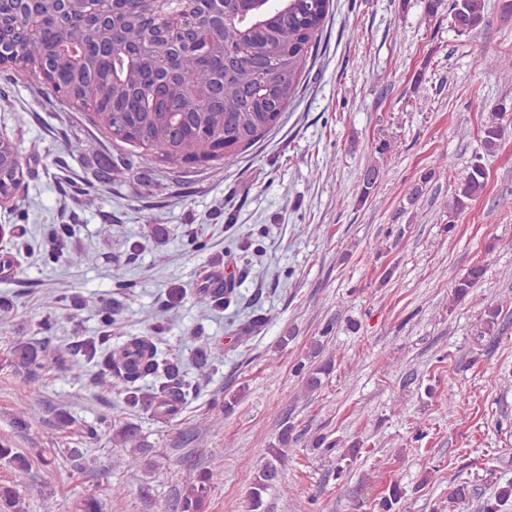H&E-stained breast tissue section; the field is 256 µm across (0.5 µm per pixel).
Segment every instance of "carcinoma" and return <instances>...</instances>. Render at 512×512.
<instances>
[{"instance_id":"cac0c4a2","label":"carcinoma","mask_w":512,"mask_h":512,"mask_svg":"<svg viewBox=\"0 0 512 512\" xmlns=\"http://www.w3.org/2000/svg\"><path fill=\"white\" fill-rule=\"evenodd\" d=\"M25 7L42 21L38 40L14 33L12 19L0 12L3 34L13 36L10 47L39 68L55 90L67 99L94 112L113 137L154 156L172 168L210 162L233 156L274 129L295 95L301 72L313 41L319 36L329 10V0H224V33H215L199 16L203 9L216 8L215 0H170L169 8L182 16L192 43L175 51L147 37L146 13L156 10L153 0H112V24L96 26L90 21L99 0H77L66 30L67 42L58 40L56 0H24ZM448 8L453 28L461 34L478 31L485 23L483 0H427L426 11L435 16ZM480 139L483 154L474 157L458 183L448 207V230L453 217L469 208L485 190L488 173L484 156L495 151L512 126L503 105L494 106ZM23 177L16 147L0 140V197L9 199ZM384 171L378 165L364 170L362 198L369 197L381 183ZM74 235L70 224L52 229V251L66 254V262L79 266L80 250L67 248ZM485 266H471L452 286L456 301L465 299L485 276ZM211 277L199 286L197 303L220 309L230 305L234 288L225 282L214 287ZM166 320H156L152 334L137 336L117 350L97 347L90 340L79 349L81 356L100 358L99 383L118 390L123 410L153 408L170 415L182 402L190 382L177 359H161L156 335L165 330ZM224 358L222 343L209 336L197 337L194 360L198 370L208 371ZM58 361L48 344L22 343L11 354V363L31 374L30 392L40 393L39 372L52 369ZM332 360L313 368L296 365L307 392L318 391ZM154 376L157 381L145 390L139 381ZM238 402L232 396L211 406V418L228 416ZM293 425L284 423L277 444L268 448V458L255 474L248 492V512H265L264 494L275 485L288 459ZM115 443L128 449V467H138L148 445L138 428L126 423L113 433ZM0 462L13 475V483H24L31 470L28 457L13 448L0 446ZM209 474L202 472L188 483L173 508L175 512H204L211 492ZM512 504V483L500 488L494 501L477 507V512H505ZM0 512H22L16 490L0 486Z\"/></svg>"}]
</instances>
